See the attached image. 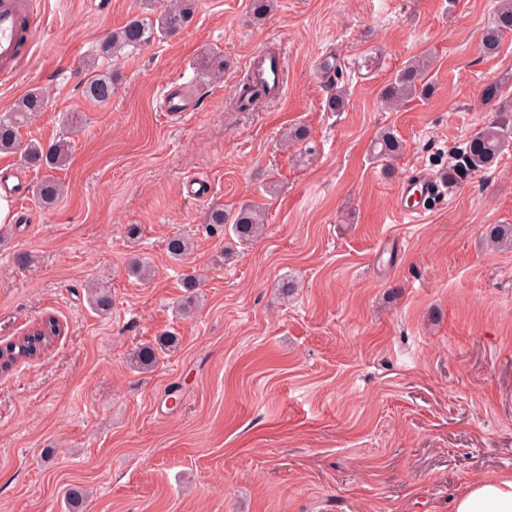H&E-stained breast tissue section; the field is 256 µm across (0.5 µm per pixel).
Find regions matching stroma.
I'll return each mask as SVG.
<instances>
[{
    "label": "stroma",
    "instance_id": "obj_1",
    "mask_svg": "<svg viewBox=\"0 0 512 512\" xmlns=\"http://www.w3.org/2000/svg\"><path fill=\"white\" fill-rule=\"evenodd\" d=\"M162 5L34 0L31 50L0 76V113L32 89L48 99L23 140L71 142L50 209L33 196L41 171L0 154L25 186L0 224V344L50 316L61 327L0 373V512H67L71 489L81 512H451L473 475L512 472V249L487 237L512 224V145L481 173L456 155L488 122L512 127V35L481 48L498 0H277L260 22L250 0H197L179 34L97 58ZM282 44L284 93L234 111L253 53ZM214 50L224 76L209 81L196 61ZM424 54L433 93L386 109L382 88ZM92 58L121 75L105 105L82 93ZM499 79L502 111L479 96ZM171 83L198 105L177 123L162 112ZM296 125L314 154L281 149ZM386 128L406 143L387 167L371 154ZM453 165L456 184L409 215L399 183ZM246 202L264 232L225 253L208 213ZM174 234L192 243L180 261ZM137 259L149 282L129 276ZM188 273L201 286L182 316ZM96 282L108 313L89 302ZM164 332L178 348L131 368Z\"/></svg>",
    "mask_w": 512,
    "mask_h": 512
}]
</instances>
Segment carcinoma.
Segmentation results:
<instances>
[{"instance_id":"1","label":"carcinoma","mask_w":512,"mask_h":512,"mask_svg":"<svg viewBox=\"0 0 512 512\" xmlns=\"http://www.w3.org/2000/svg\"><path fill=\"white\" fill-rule=\"evenodd\" d=\"M196 0H175L154 18H134L99 45V55L116 56L129 49L136 51L158 38L169 37L184 29L194 18ZM512 32V0H504L493 14L491 22L482 37V50L487 54L497 52L503 36ZM430 60L423 57L412 60L400 68L388 84L384 86L380 99L387 107L399 106L415 97H425L432 93L433 86L428 80ZM197 71L202 78H212L224 72V57L212 52L200 58ZM116 86V76L112 72L92 71L91 78L84 87V95L97 103H106L112 98ZM270 96V91L260 86L254 72L247 70L239 78V92L234 98V108L238 112L253 109ZM45 109V97L39 90H32L21 96L11 111L0 115V153L19 154L25 164L48 172L34 188L37 202L47 208L56 205L64 194V186L49 172L64 166L69 158L70 143L66 140L45 146L35 141L24 142L20 131L36 113ZM509 128L494 121L470 136L460 151L462 165L471 173L488 169L498 158L508 143ZM282 145L298 146L304 153L314 152L310 146V134L306 127H295L285 133ZM377 160L389 162L397 159L403 151L402 140L392 131L381 133L373 146ZM231 225L235 238L241 242L250 241L262 234L263 214L258 206L245 203L233 212L215 208L209 216L208 230L212 233L224 231ZM489 237L497 245H512V224H496ZM190 250V243L180 235H173L167 241V251L171 257L179 259ZM183 285L188 295L180 311L188 313L195 298L194 290L200 286L199 278L188 275ZM90 303L102 312L112 308V293L96 287L89 292ZM59 334L58 322L49 317L25 332L17 339L0 346V369L7 371L22 359H32L48 348ZM179 338L172 332L155 338L153 344H143L130 354V364L139 370H149L157 363L160 353L175 348Z\"/></svg>"}]
</instances>
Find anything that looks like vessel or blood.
Segmentation results:
<instances>
[{
    "instance_id": "1",
    "label": "vessel or blood",
    "mask_w": 512,
    "mask_h": 512,
    "mask_svg": "<svg viewBox=\"0 0 512 512\" xmlns=\"http://www.w3.org/2000/svg\"><path fill=\"white\" fill-rule=\"evenodd\" d=\"M32 0H0V71L11 72L21 62L32 44L36 27L32 21ZM195 104L178 87H171L164 95V110L168 116H181L194 111ZM402 196L413 198V215H423L431 198L439 190L434 179L415 183L414 179L403 180L400 184Z\"/></svg>"
}]
</instances>
